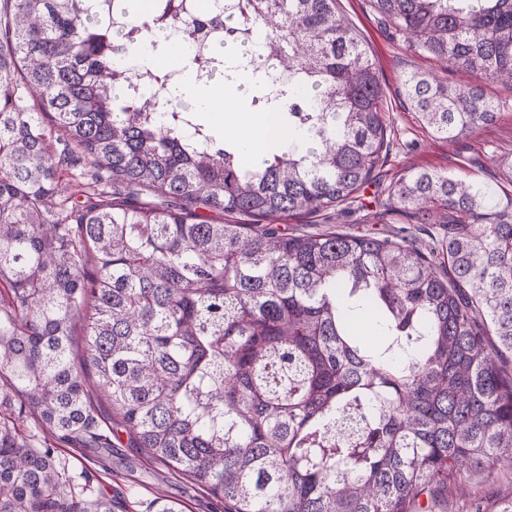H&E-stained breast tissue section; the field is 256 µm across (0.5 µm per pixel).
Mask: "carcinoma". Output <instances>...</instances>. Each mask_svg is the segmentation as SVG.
<instances>
[{
	"label": "carcinoma",
	"mask_w": 512,
	"mask_h": 512,
	"mask_svg": "<svg viewBox=\"0 0 512 512\" xmlns=\"http://www.w3.org/2000/svg\"><path fill=\"white\" fill-rule=\"evenodd\" d=\"M369 2L472 79H403L438 139L498 118L480 82H512V0ZM130 10L0 0V512H112L74 505L51 448H115L121 432L224 512H436L471 472L512 469V204L412 168L389 196L448 220L437 245L288 233L276 221L347 203L389 148L379 74L338 0ZM174 44L200 78L249 75V111L278 113L288 143L247 168L163 96L181 73L155 61ZM59 133L128 196L71 204ZM367 311L378 344L358 332Z\"/></svg>",
	"instance_id": "1"
}]
</instances>
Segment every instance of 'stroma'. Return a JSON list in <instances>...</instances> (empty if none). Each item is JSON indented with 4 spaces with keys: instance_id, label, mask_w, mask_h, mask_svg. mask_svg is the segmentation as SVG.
<instances>
[{
    "instance_id": "35a3bbf8",
    "label": "stroma",
    "mask_w": 512,
    "mask_h": 512,
    "mask_svg": "<svg viewBox=\"0 0 512 512\" xmlns=\"http://www.w3.org/2000/svg\"><path fill=\"white\" fill-rule=\"evenodd\" d=\"M339 6L358 28L382 78L390 116V148L371 181L349 203L326 213L288 218L283 220V227L294 233L331 231L376 238L407 234L415 243L427 244L431 235L441 232V225L420 223L397 209L389 197L393 178L410 167L489 183L502 202L512 201V86L483 82L486 98L503 106L500 119L453 143L439 141L417 112L405 104L402 78L405 73L419 71L454 86L462 82V75L445 64L415 55L372 11L368 0H340ZM89 454V460L81 464L74 449L54 450L57 461L69 468L86 467V487L80 494L84 501L104 497L111 500L112 512H155L158 499L164 498L180 503L183 512H210L201 488L140 449L125 445L93 448ZM467 488L468 497L449 498L444 512H471L475 500L487 510L494 498L512 496V471H498L490 477L482 472L473 474Z\"/></svg>"
}]
</instances>
